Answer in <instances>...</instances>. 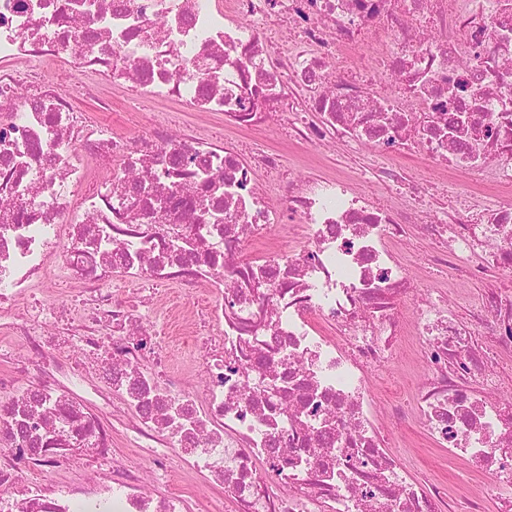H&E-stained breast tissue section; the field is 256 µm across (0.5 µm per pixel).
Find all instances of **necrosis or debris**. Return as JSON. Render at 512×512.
Returning <instances> with one entry per match:
<instances>
[{"instance_id":"1","label":"necrosis or debris","mask_w":512,"mask_h":512,"mask_svg":"<svg viewBox=\"0 0 512 512\" xmlns=\"http://www.w3.org/2000/svg\"><path fill=\"white\" fill-rule=\"evenodd\" d=\"M42 63L130 100L220 113L240 131L367 142L505 189L512 0H0V329L26 348L0 374V512H187L113 453L116 394L156 470L217 480L241 512H449L446 487L410 479L369 418V371L394 358L389 309L411 275L392 247L417 223L424 188L379 167L378 181L406 188L396 208L339 177L286 174L272 154L242 161L195 132L118 138L69 89L33 80ZM94 169L105 178L91 188ZM280 221L292 237L244 260L246 233ZM427 233L433 265L503 283L468 320L439 296L413 309L429 370L419 418L440 447L491 472L482 499L512 512V405L475 388L495 355L472 357L484 328L512 349V199L477 218L442 213ZM54 273L83 291L38 298ZM173 280L205 282L210 296L191 332L198 390L170 378L160 332L126 294ZM73 342L80 360L58 363ZM28 372L35 383L18 385ZM85 461L96 477L55 486Z\"/></svg>"}]
</instances>
